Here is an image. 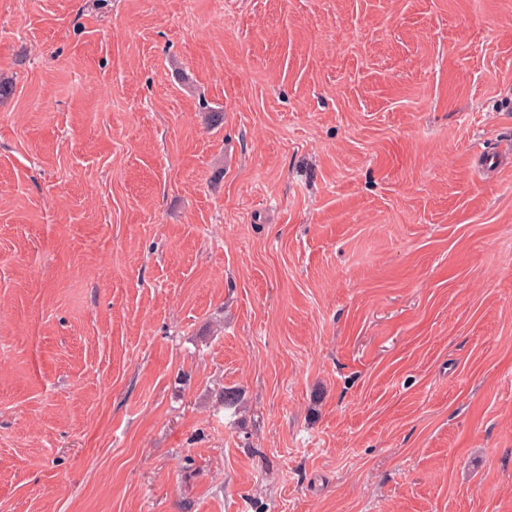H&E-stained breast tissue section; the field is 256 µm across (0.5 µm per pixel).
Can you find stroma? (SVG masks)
I'll return each instance as SVG.
<instances>
[{"instance_id":"1","label":"stroma","mask_w":512,"mask_h":512,"mask_svg":"<svg viewBox=\"0 0 512 512\" xmlns=\"http://www.w3.org/2000/svg\"><path fill=\"white\" fill-rule=\"evenodd\" d=\"M0 85V512H512V0H0Z\"/></svg>"}]
</instances>
